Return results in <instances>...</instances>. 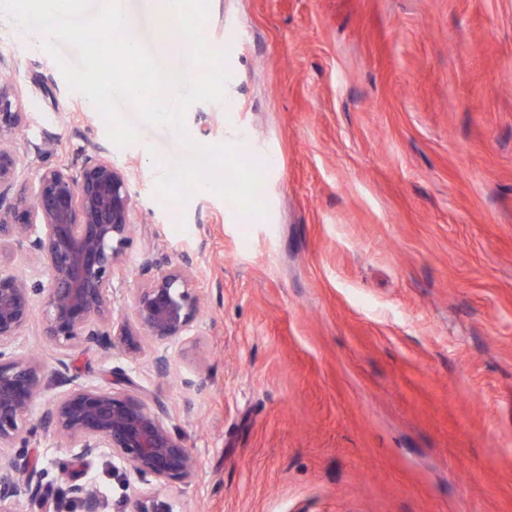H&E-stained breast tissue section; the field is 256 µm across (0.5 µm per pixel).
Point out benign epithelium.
<instances>
[{
	"label": "benign epithelium",
	"instance_id": "7a95c632",
	"mask_svg": "<svg viewBox=\"0 0 512 512\" xmlns=\"http://www.w3.org/2000/svg\"><path fill=\"white\" fill-rule=\"evenodd\" d=\"M21 91L0 81V447L26 448L38 431L53 433L84 461L105 454L123 470L159 483H188L198 464L191 449L172 433L164 410L133 392V380L115 377L124 388L86 382L72 372L70 357L79 346L110 355L115 349L135 355L145 339L180 340L190 335L201 298L191 265L166 268L143 263L140 282L129 289L131 314L115 315L112 288L132 242L136 200L128 176L112 164L111 153L89 142L80 161H59L22 180L28 158L56 153V139L21 144L25 125ZM18 255L32 263L20 276L1 268ZM44 275L43 284L33 275ZM35 294L42 295L43 335L57 351V368L47 376L42 365L19 351L16 342L33 315ZM63 388L42 421L26 426L37 396L49 386ZM70 512H109L93 486L65 480ZM57 512L44 491L36 465L23 456L0 454V512H21L20 495ZM131 512H173L170 504L146 493Z\"/></svg>",
	"mask_w": 512,
	"mask_h": 512
}]
</instances>
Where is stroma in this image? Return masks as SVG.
<instances>
[{"label": "stroma", "mask_w": 512, "mask_h": 512, "mask_svg": "<svg viewBox=\"0 0 512 512\" xmlns=\"http://www.w3.org/2000/svg\"><path fill=\"white\" fill-rule=\"evenodd\" d=\"M122 5L165 68L198 74L157 40L154 0ZM229 31L225 96L187 110L186 142L126 103L139 139L111 150L137 199L114 310L145 260H188L194 334L71 356L82 379L123 373L161 404L197 474L73 470L114 512L146 491L174 512H512V0H209V45ZM0 59L19 141L52 135L70 160L107 142L42 44L1 23ZM192 141L265 163V217L158 193ZM28 453L56 492L68 449L42 432Z\"/></svg>", "instance_id": "stroma-1"}]
</instances>
